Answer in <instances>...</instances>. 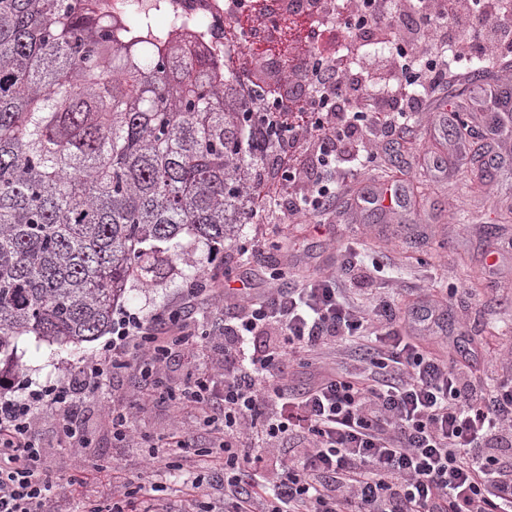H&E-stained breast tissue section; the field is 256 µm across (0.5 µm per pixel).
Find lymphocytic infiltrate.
Wrapping results in <instances>:
<instances>
[{"label":"lymphocytic infiltrate","mask_w":512,"mask_h":512,"mask_svg":"<svg viewBox=\"0 0 512 512\" xmlns=\"http://www.w3.org/2000/svg\"><path fill=\"white\" fill-rule=\"evenodd\" d=\"M292 26L287 77L243 90L269 136L268 160L246 188L247 221L282 237L296 216L334 208L379 141L403 134L468 65L512 64V0H321ZM219 286L187 285L168 314L119 310L111 339L69 377L24 379L0 394V512H56L44 448L69 449L70 481L81 482L91 442L79 406L135 359L154 376L144 401L194 405L224 450L197 458L191 438L174 432L152 454L171 470L177 448L189 467L224 476L221 500L201 502L195 480L180 512H512V372L444 359L400 332L410 312L383 295L363 312L331 275L260 294L239 288L237 344L218 353L223 383L199 377L173 390L163 364L193 357L200 297ZM268 328L274 339L257 349ZM331 351L340 360L328 367ZM300 353L312 373L295 392L278 366ZM250 433L257 444L241 451ZM297 433L300 454L280 458L281 440Z\"/></svg>","instance_id":"lymphocytic-infiltrate-1"}]
</instances>
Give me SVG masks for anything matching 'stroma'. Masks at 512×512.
<instances>
[{"instance_id": "1", "label": "stroma", "mask_w": 512, "mask_h": 512, "mask_svg": "<svg viewBox=\"0 0 512 512\" xmlns=\"http://www.w3.org/2000/svg\"><path fill=\"white\" fill-rule=\"evenodd\" d=\"M479 82H497L512 92V71L474 72L461 77L449 96L433 101L419 113L411 134L380 152L376 162L351 186L355 193H376L396 183L410 192L411 202L376 209L340 206L323 219L298 217L288 227L294 244L290 251L266 236L263 226L243 225L240 236L253 240L256 263L262 266L263 276L251 277L249 270L218 260L201 264L202 277L229 280L234 288L249 277L256 288L262 289L338 273L345 286L352 288L356 305L370 309V296L345 269L351 261L373 268L375 287L398 298L422 296L432 288L458 289L449 310L434 307L431 321H418L411 327L412 333L423 334L430 323H439L447 334L446 345L454 354L467 353L469 348L505 334L507 328H512V168L503 165L492 178H482L478 154L483 150L494 155L512 152V142L486 138L483 116L475 113L465 135L471 149L459 161L455 158V138L445 121L449 108L472 110L469 91ZM183 289L178 279L150 287L136 281L123 306L148 316L171 310L181 305ZM234 313L229 302L205 310L212 335L198 347L194 360H169L166 373L171 382H183L209 369L212 347L223 343L224 325L231 322ZM101 346L98 340L75 346L22 336L16 341V358L29 381L42 383L66 377L82 360L97 354ZM141 379L137 368L116 375L86 402L84 425L94 445L103 452L102 457L88 458L86 464L91 467L104 462L133 485L147 490L161 487L163 496L173 500L181 482L194 480L196 473L189 468L175 473L147 469L151 448L157 436L175 428L190 432L197 448H206L207 428L196 413L180 410L174 403L138 401L134 392ZM114 402L129 408L140 436L137 446L128 447L113 439L100 408ZM46 464L53 474L51 496L60 512H85L90 503L109 505L125 498L123 488L105 480L89 481L80 490L71 486L62 450L50 449Z\"/></svg>"}]
</instances>
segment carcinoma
<instances>
[{
	"instance_id": "carcinoma-1",
	"label": "carcinoma",
	"mask_w": 512,
	"mask_h": 512,
	"mask_svg": "<svg viewBox=\"0 0 512 512\" xmlns=\"http://www.w3.org/2000/svg\"><path fill=\"white\" fill-rule=\"evenodd\" d=\"M264 146L189 42L118 40L87 0H0V366L20 336L104 335L132 281L196 280L182 238L221 253Z\"/></svg>"
}]
</instances>
